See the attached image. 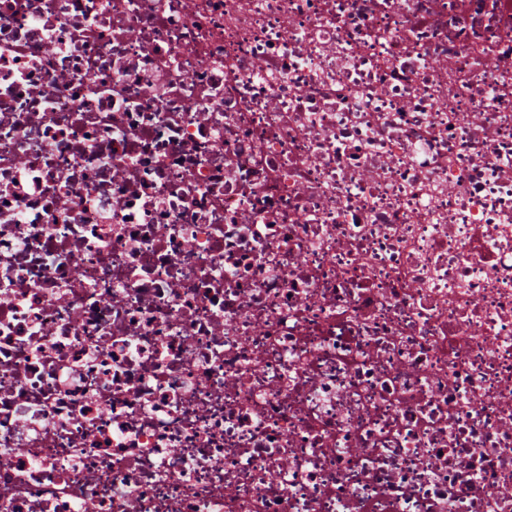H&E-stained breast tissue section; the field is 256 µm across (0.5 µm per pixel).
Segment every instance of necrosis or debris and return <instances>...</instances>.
I'll return each mask as SVG.
<instances>
[{"label": "necrosis or debris", "instance_id": "necrosis-or-debris-1", "mask_svg": "<svg viewBox=\"0 0 512 512\" xmlns=\"http://www.w3.org/2000/svg\"><path fill=\"white\" fill-rule=\"evenodd\" d=\"M0 512H512V0H0Z\"/></svg>", "mask_w": 512, "mask_h": 512}]
</instances>
